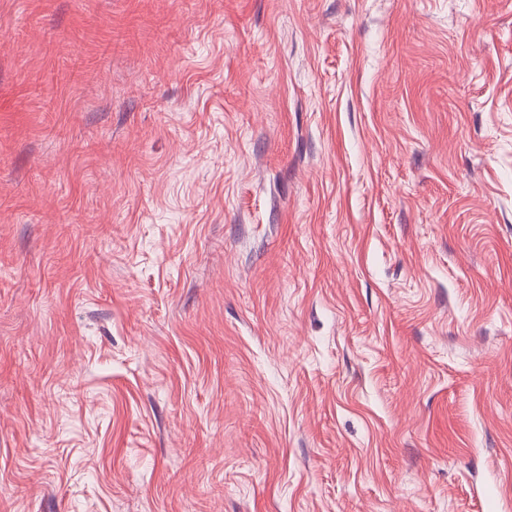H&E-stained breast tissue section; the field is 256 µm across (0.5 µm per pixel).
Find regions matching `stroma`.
<instances>
[{"mask_svg": "<svg viewBox=\"0 0 512 512\" xmlns=\"http://www.w3.org/2000/svg\"><path fill=\"white\" fill-rule=\"evenodd\" d=\"M0 512H512V0H0Z\"/></svg>", "mask_w": 512, "mask_h": 512, "instance_id": "obj_1", "label": "stroma"}]
</instances>
